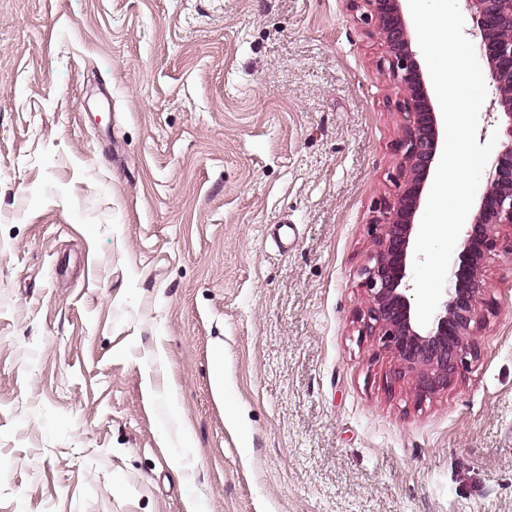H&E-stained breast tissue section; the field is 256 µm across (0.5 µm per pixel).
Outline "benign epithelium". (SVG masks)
Returning <instances> with one entry per match:
<instances>
[{"mask_svg":"<svg viewBox=\"0 0 512 512\" xmlns=\"http://www.w3.org/2000/svg\"><path fill=\"white\" fill-rule=\"evenodd\" d=\"M359 2L367 8L363 19L376 24L386 46L388 69L403 93L399 109L407 118L399 144L403 186L374 224V249L360 271L366 290L364 328L413 379L422 400L448 389L477 357V332L494 311L485 298L483 268L498 252H512V0H464L495 88L488 112L500 123L502 141L471 224L460 236L449 283L426 326L417 321L408 267L427 181L439 156L441 113L435 111L412 49L402 0Z\"/></svg>","mask_w":512,"mask_h":512,"instance_id":"benign-epithelium-1","label":"benign epithelium"}]
</instances>
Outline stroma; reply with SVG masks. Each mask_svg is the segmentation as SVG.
Instances as JSON below:
<instances>
[{"label": "stroma", "instance_id": "stroma-1", "mask_svg": "<svg viewBox=\"0 0 512 512\" xmlns=\"http://www.w3.org/2000/svg\"><path fill=\"white\" fill-rule=\"evenodd\" d=\"M361 14L0 0V512H512V254L435 397L363 331L406 122Z\"/></svg>", "mask_w": 512, "mask_h": 512}]
</instances>
